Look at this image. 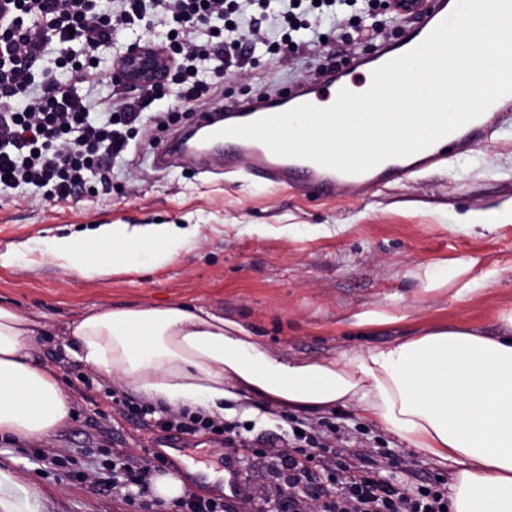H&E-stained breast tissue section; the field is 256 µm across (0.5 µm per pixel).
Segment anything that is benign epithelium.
Listing matches in <instances>:
<instances>
[{
    "label": "benign epithelium",
    "mask_w": 512,
    "mask_h": 512,
    "mask_svg": "<svg viewBox=\"0 0 512 512\" xmlns=\"http://www.w3.org/2000/svg\"><path fill=\"white\" fill-rule=\"evenodd\" d=\"M173 64L163 46L139 37L114 48L112 77L138 91L156 90L167 82Z\"/></svg>",
    "instance_id": "obj_1"
}]
</instances>
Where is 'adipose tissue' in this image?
<instances>
[{"mask_svg":"<svg viewBox=\"0 0 512 512\" xmlns=\"http://www.w3.org/2000/svg\"><path fill=\"white\" fill-rule=\"evenodd\" d=\"M196 224H101L0 253V266L40 253L86 278L161 268L191 248ZM418 294L461 302L493 286L476 259L429 261L409 273ZM37 324L0 304V440L47 439L73 402L42 364ZM67 354L149 402L223 416L249 397L288 410L355 409L415 453L455 468L453 512H512V306L493 330L456 322L329 357L272 350L242 323L185 304L91 310L60 330ZM34 483L0 468V512H40Z\"/></svg>","mask_w":512,"mask_h":512,"instance_id":"adipose-tissue-1","label":"adipose tissue"}]
</instances>
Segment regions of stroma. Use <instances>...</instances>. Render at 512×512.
<instances>
[{"label":"stroma","mask_w":512,"mask_h":512,"mask_svg":"<svg viewBox=\"0 0 512 512\" xmlns=\"http://www.w3.org/2000/svg\"><path fill=\"white\" fill-rule=\"evenodd\" d=\"M414 25L411 18L347 10L342 25L322 22L326 40L319 47L284 42L272 54L259 50L246 67H229L219 89L197 101L165 97L161 119L145 118L132 130L108 185L90 179L80 196L61 202L32 191L0 190V253L95 224L159 220L202 227L191 250L155 270L86 279L46 258L0 267V302L44 326L39 357L57 369L74 402V417L51 439L0 442V466L39 483L46 512H180L150 492L132 498L112 493L113 481L124 478L112 463L126 456L151 462L155 473L186 478L187 495H224L220 486L190 479L185 466L165 455L171 439L155 421L167 416L166 407L154 406L143 419L121 412L119 403L141 406L144 398L68 357L57 330L89 310L184 303L244 323L274 350L324 357L453 320L485 329L499 308L512 304V223L482 236L458 224L468 212L512 201V114L468 153L361 199H324L243 172L227 174L217 164L204 172L191 158L166 168L154 164L172 130L194 123L197 113L286 95L325 71L352 68L356 59L374 54L379 42L401 39ZM284 224L291 225L290 236L279 234ZM457 258H476L495 270V286L464 302L445 294L415 295L409 269ZM383 301L399 304L408 320L366 331L343 325L349 314ZM324 419L340 428L336 452L376 453L382 478L412 487L453 477L452 464L409 450L350 408L280 411L254 398L228 417L252 447L233 450L223 437L203 431L184 442L196 449V463L232 469L245 488H272L279 479L268 449L287 446L292 422Z\"/></svg>","instance_id":"obj_1"}]
</instances>
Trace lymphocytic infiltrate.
<instances>
[{"label": "lymphocytic infiltrate", "mask_w": 512, "mask_h": 512, "mask_svg": "<svg viewBox=\"0 0 512 512\" xmlns=\"http://www.w3.org/2000/svg\"><path fill=\"white\" fill-rule=\"evenodd\" d=\"M264 0H0V188L29 186L64 200L83 192L88 175L108 180L126 142L115 123L133 125L157 96L128 101L95 97L83 87L98 51L122 27L147 19L180 55L168 81L184 102L200 98L224 75L223 44L233 14ZM166 432L207 430L231 448L246 447L235 424L177 411L159 420ZM339 430L322 420L294 435L290 449H271L288 474L277 486L288 512H442L446 481L409 491L379 477L371 454L333 452ZM325 458L324 479L312 482L308 464Z\"/></svg>", "instance_id": "1"}]
</instances>
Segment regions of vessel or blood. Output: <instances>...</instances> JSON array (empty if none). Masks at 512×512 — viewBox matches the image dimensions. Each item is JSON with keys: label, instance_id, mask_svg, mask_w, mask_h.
I'll list each match as a JSON object with an SVG mask.
<instances>
[{"label": "vessel or blood", "instance_id": "obj_1", "mask_svg": "<svg viewBox=\"0 0 512 512\" xmlns=\"http://www.w3.org/2000/svg\"><path fill=\"white\" fill-rule=\"evenodd\" d=\"M456 2L440 0L438 6L425 13L422 23L410 29L402 40L385 44L375 57L364 62L362 71L325 73L284 100L259 101L227 112V120L249 123L307 103L325 108L335 102L340 90L370 87L375 69L418 46L453 12ZM507 112H512V95L501 97L481 116L431 146L407 157L385 160L358 174L339 172L306 159L279 156L256 140L219 137L217 143L223 148L221 162L225 172L242 169L253 178L295 187L322 197L359 198L370 189L433 167L445 160L448 154L467 151L488 140ZM189 155L203 161L209 152L205 149L186 152L182 146V137L177 134L158 155L157 162L163 165Z\"/></svg>", "mask_w": 512, "mask_h": 512}]
</instances>
